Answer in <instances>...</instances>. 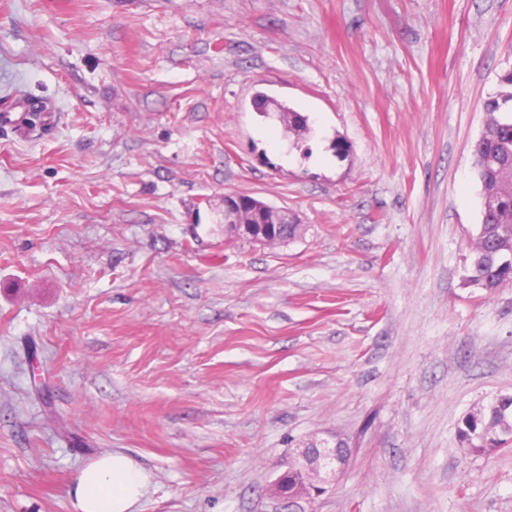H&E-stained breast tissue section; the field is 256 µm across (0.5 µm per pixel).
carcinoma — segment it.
I'll return each mask as SVG.
<instances>
[{"label": "carcinoma", "instance_id": "1", "mask_svg": "<svg viewBox=\"0 0 512 512\" xmlns=\"http://www.w3.org/2000/svg\"><path fill=\"white\" fill-rule=\"evenodd\" d=\"M502 90L484 102L487 118L472 145L480 186L478 233L472 243L464 284L492 296L512 286V71L500 77ZM259 113L278 115L296 140L310 132L301 115L259 94ZM457 438L465 453L490 455L512 450V394L475 404L462 418Z\"/></svg>", "mask_w": 512, "mask_h": 512}]
</instances>
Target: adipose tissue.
Returning a JSON list of instances; mask_svg holds the SVG:
<instances>
[{
  "instance_id": "1",
  "label": "adipose tissue",
  "mask_w": 512,
  "mask_h": 512,
  "mask_svg": "<svg viewBox=\"0 0 512 512\" xmlns=\"http://www.w3.org/2000/svg\"><path fill=\"white\" fill-rule=\"evenodd\" d=\"M147 485V477L130 457L103 454L78 470L74 480L77 512H131Z\"/></svg>"
}]
</instances>
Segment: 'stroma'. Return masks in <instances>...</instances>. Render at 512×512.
<instances>
[{"instance_id": "1", "label": "stroma", "mask_w": 512, "mask_h": 512, "mask_svg": "<svg viewBox=\"0 0 512 512\" xmlns=\"http://www.w3.org/2000/svg\"><path fill=\"white\" fill-rule=\"evenodd\" d=\"M510 70L512 0H0V113L46 105L0 123V512H75L110 452L136 512H512V452L457 442L512 393V288L463 283ZM228 192L306 234L228 237ZM271 101H273V103H271ZM271 101L267 96L263 94L257 95L255 100L257 111L266 117L270 116L271 114H277L279 121L284 125L286 129H288V133H292L296 137L297 144L299 140H304L305 135L310 132V128L308 124L302 120L301 115L283 103H279L274 100ZM271 104L274 106L272 111L269 108ZM259 107L261 109H258ZM147 477L130 457L103 454L78 470L74 480L77 512L130 511L144 495ZM297 459H292L281 464L284 469L272 482L270 494L274 498L288 499V490H291L296 484L297 475L294 473L293 465ZM300 462V461H299ZM286 476H288V489L286 488Z\"/></svg>"}]
</instances>
